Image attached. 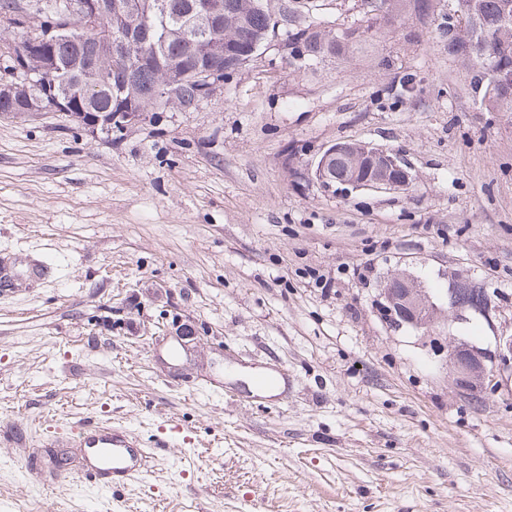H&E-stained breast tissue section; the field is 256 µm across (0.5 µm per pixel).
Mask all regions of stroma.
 Returning <instances> with one entry per match:
<instances>
[{
	"instance_id": "stroma-1",
	"label": "stroma",
	"mask_w": 512,
	"mask_h": 512,
	"mask_svg": "<svg viewBox=\"0 0 512 512\" xmlns=\"http://www.w3.org/2000/svg\"><path fill=\"white\" fill-rule=\"evenodd\" d=\"M292 3L359 43L300 69L268 44L109 139L0 115V512H512V378L459 390L379 308L405 274L441 347L512 334V113L449 56L448 0ZM341 141L411 186L323 192L307 167ZM460 275L489 312L452 305ZM107 422L150 449L141 480L84 474L77 426Z\"/></svg>"
}]
</instances>
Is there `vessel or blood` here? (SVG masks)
<instances>
[{"mask_svg": "<svg viewBox=\"0 0 512 512\" xmlns=\"http://www.w3.org/2000/svg\"><path fill=\"white\" fill-rule=\"evenodd\" d=\"M81 444L89 463L87 472L95 480L124 484L141 476L148 468L149 450L120 429L83 428Z\"/></svg>", "mask_w": 512, "mask_h": 512, "instance_id": "vessel-or-blood-1", "label": "vessel or blood"}]
</instances>
